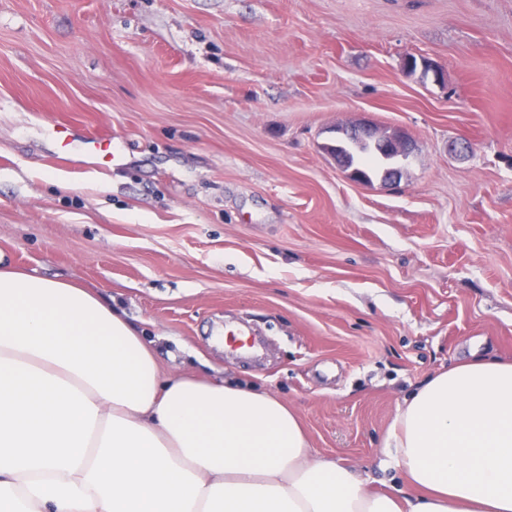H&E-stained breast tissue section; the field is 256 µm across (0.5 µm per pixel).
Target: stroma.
<instances>
[{
    "label": "stroma",
    "instance_id": "obj_1",
    "mask_svg": "<svg viewBox=\"0 0 512 512\" xmlns=\"http://www.w3.org/2000/svg\"><path fill=\"white\" fill-rule=\"evenodd\" d=\"M365 122L411 135L398 186L324 151ZM0 264L79 283L161 377L268 390L314 458L406 489L404 398L473 347L512 361V0H0ZM243 326L260 356L224 343Z\"/></svg>",
    "mask_w": 512,
    "mask_h": 512
}]
</instances>
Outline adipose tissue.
I'll return each mask as SVG.
<instances>
[{"label": "adipose tissue", "mask_w": 512, "mask_h": 512, "mask_svg": "<svg viewBox=\"0 0 512 512\" xmlns=\"http://www.w3.org/2000/svg\"><path fill=\"white\" fill-rule=\"evenodd\" d=\"M385 448L418 490L401 503L313 458L267 391L161 378L102 299L0 270V512H512V361L426 379Z\"/></svg>", "instance_id": "adipose-tissue-1"}]
</instances>
